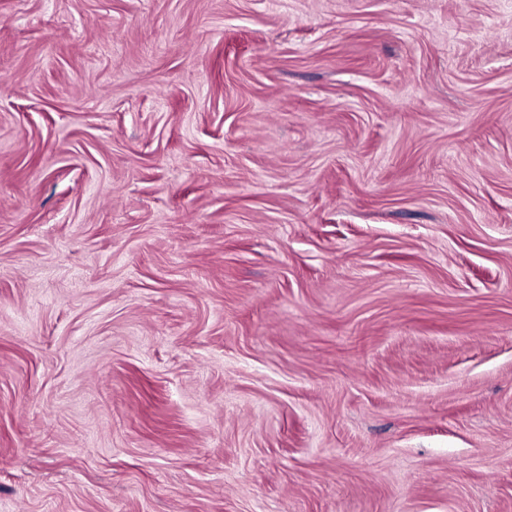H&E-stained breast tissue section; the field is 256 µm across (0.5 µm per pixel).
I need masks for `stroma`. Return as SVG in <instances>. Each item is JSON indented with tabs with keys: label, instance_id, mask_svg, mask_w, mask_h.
I'll use <instances>...</instances> for the list:
<instances>
[{
	"label": "stroma",
	"instance_id": "35a3bbf8",
	"mask_svg": "<svg viewBox=\"0 0 512 512\" xmlns=\"http://www.w3.org/2000/svg\"><path fill=\"white\" fill-rule=\"evenodd\" d=\"M0 512H512V0H0Z\"/></svg>",
	"mask_w": 512,
	"mask_h": 512
}]
</instances>
